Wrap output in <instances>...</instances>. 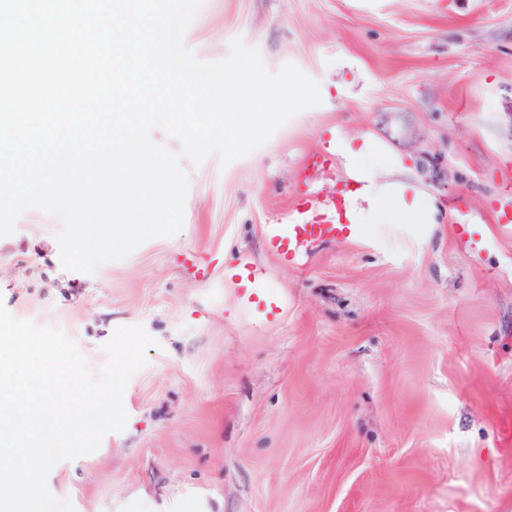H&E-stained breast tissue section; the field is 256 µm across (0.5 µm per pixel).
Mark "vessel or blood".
I'll use <instances>...</instances> for the list:
<instances>
[{"label": "vessel or blood", "mask_w": 512, "mask_h": 512, "mask_svg": "<svg viewBox=\"0 0 512 512\" xmlns=\"http://www.w3.org/2000/svg\"><path fill=\"white\" fill-rule=\"evenodd\" d=\"M458 230L466 243L468 257H476L486 247L488 232L485 225L462 224ZM263 237L266 250L293 268L307 256L312 243L328 239L358 241L362 238V230L356 224H338L331 220L323 224H307L292 216L283 223L265 225Z\"/></svg>", "instance_id": "obj_1"}]
</instances>
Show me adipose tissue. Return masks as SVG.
I'll use <instances>...</instances> for the list:
<instances>
[{
    "mask_svg": "<svg viewBox=\"0 0 512 512\" xmlns=\"http://www.w3.org/2000/svg\"><path fill=\"white\" fill-rule=\"evenodd\" d=\"M346 172L353 181L345 195L349 223L365 234L383 224H411L418 236L432 233L439 222L436 199L406 180V166L383 150L339 145Z\"/></svg>",
    "mask_w": 512,
    "mask_h": 512,
    "instance_id": "obj_1",
    "label": "adipose tissue"
}]
</instances>
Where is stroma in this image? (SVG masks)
I'll use <instances>...</instances> for the list:
<instances>
[{
	"label": "stroma",
	"mask_w": 512,
	"mask_h": 512,
	"mask_svg": "<svg viewBox=\"0 0 512 512\" xmlns=\"http://www.w3.org/2000/svg\"><path fill=\"white\" fill-rule=\"evenodd\" d=\"M295 64L322 103L221 166L182 160L184 224L86 274L63 268L57 220L24 211L0 237V301L61 328L92 368L121 326L156 344L123 395V431L56 464L75 512H512V0H205L185 42ZM399 155L444 208L318 242L284 267L263 227L321 220L349 189L333 139ZM491 241L468 259L455 227ZM213 263L200 281L185 264ZM266 274L264 319L225 269Z\"/></svg>",
	"instance_id": "stroma-1"
}]
</instances>
